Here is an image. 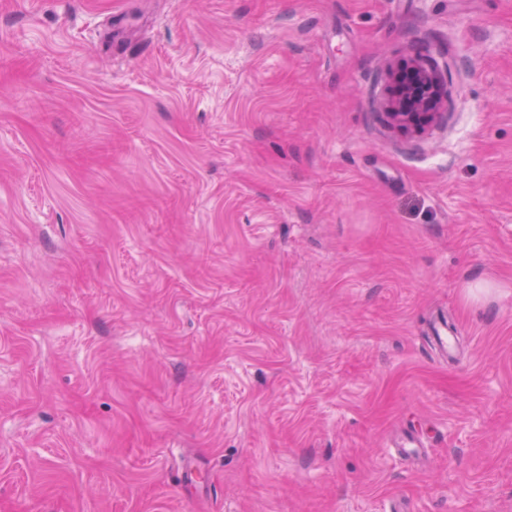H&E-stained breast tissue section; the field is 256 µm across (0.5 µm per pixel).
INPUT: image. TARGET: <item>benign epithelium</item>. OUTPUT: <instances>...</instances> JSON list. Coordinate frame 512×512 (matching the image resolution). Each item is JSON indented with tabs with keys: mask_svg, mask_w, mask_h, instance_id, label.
Instances as JSON below:
<instances>
[{
	"mask_svg": "<svg viewBox=\"0 0 512 512\" xmlns=\"http://www.w3.org/2000/svg\"><path fill=\"white\" fill-rule=\"evenodd\" d=\"M387 116L404 132L419 134L448 104V65L419 54L394 77Z\"/></svg>",
	"mask_w": 512,
	"mask_h": 512,
	"instance_id": "obj_1",
	"label": "benign epithelium"
}]
</instances>
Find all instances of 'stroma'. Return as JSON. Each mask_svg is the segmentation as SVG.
<instances>
[{
  "label": "stroma",
  "mask_w": 512,
  "mask_h": 512,
  "mask_svg": "<svg viewBox=\"0 0 512 512\" xmlns=\"http://www.w3.org/2000/svg\"><path fill=\"white\" fill-rule=\"evenodd\" d=\"M0 512H512V0H0ZM394 83L386 114L404 132L421 133L448 104V64L430 54H417Z\"/></svg>",
  "instance_id": "obj_1"
}]
</instances>
